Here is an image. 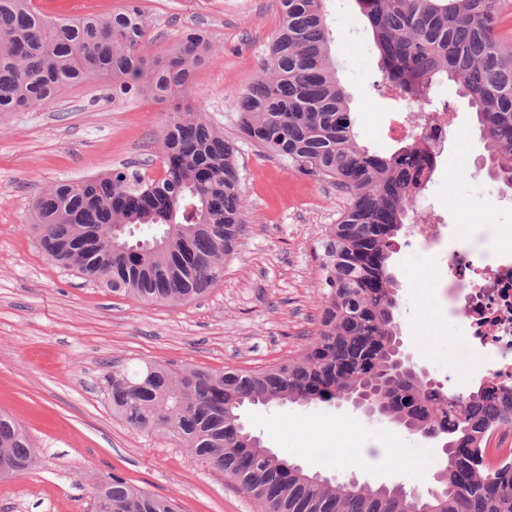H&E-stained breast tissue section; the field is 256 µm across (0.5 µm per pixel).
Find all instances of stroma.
I'll return each instance as SVG.
<instances>
[{"mask_svg":"<svg viewBox=\"0 0 512 512\" xmlns=\"http://www.w3.org/2000/svg\"><path fill=\"white\" fill-rule=\"evenodd\" d=\"M143 54L157 59L192 31L211 43L188 104L236 147L246 233L224 276L201 299L139 304L51 262L31 232L35 198L55 181L124 167L157 177L171 105L116 99L112 85L89 81L28 112L0 114V410L28 432L36 461L0 481V512H92L96 480L117 474L173 500L178 512H260L223 473L165 432L139 431L113 413L104 377L113 365L147 362L212 370H258L298 354L316 330L323 279L322 235L347 205L328 181L300 178L238 129L241 93L257 79L280 23L277 0H140ZM331 58L350 95L358 142L388 155L393 129L413 107L380 94L378 54L355 0H326ZM433 103L451 105L452 138L469 156L439 165L413 207L414 221L444 218L448 250H463L473 224L512 225V193L491 175L476 117L453 83L435 86ZM398 285L401 338L412 364L444 393L477 390L460 364L457 317L432 305L439 263L399 233L388 261ZM245 426L264 446L310 472L409 492L434 487L442 443L408 433L351 405L249 406Z\"/></svg>","mask_w":512,"mask_h":512,"instance_id":"obj_1","label":"stroma"}]
</instances>
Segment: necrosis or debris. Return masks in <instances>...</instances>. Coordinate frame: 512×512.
<instances>
[{"mask_svg":"<svg viewBox=\"0 0 512 512\" xmlns=\"http://www.w3.org/2000/svg\"><path fill=\"white\" fill-rule=\"evenodd\" d=\"M403 133L417 132L432 159L452 135L444 112L408 116ZM446 275L439 295L449 313L464 310L462 346L486 388L512 390V236L500 227H475L465 250L439 256Z\"/></svg>","mask_w":512,"mask_h":512,"instance_id":"obj_1","label":"necrosis or debris"}]
</instances>
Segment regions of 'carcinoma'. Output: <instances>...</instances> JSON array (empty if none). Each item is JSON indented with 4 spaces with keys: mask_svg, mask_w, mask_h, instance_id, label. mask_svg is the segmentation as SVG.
<instances>
[{
    "mask_svg": "<svg viewBox=\"0 0 512 512\" xmlns=\"http://www.w3.org/2000/svg\"><path fill=\"white\" fill-rule=\"evenodd\" d=\"M379 54L383 84L422 111L453 81L475 110L497 181L512 190V47L501 31L508 0H356ZM281 22L261 74L239 100V128L299 174L349 196L323 236L322 292L303 351L261 370L146 363L104 377L112 411L145 432L164 430L257 501L261 512H512V460L492 464L484 439L512 415V395L445 394L411 365L392 366L399 338L394 238L424 190L426 161L411 142L388 157L357 141L330 57L324 0H279ZM138 0L119 11L48 17L32 0H0V113L53 101L64 88L112 80V98H183L209 45L187 34L162 62L142 53ZM202 109L175 104L163 138V175L137 170L64 179L34 204L30 228L53 262L139 303L179 304L224 275L246 232L235 147ZM145 226L163 247L112 240L111 225ZM381 390L382 417L452 443L425 493L308 479L241 421L248 405L330 403ZM26 432L0 414V479L34 465ZM94 512H175L118 475L93 487Z\"/></svg>",
    "mask_w": 512,
    "mask_h": 512,
    "instance_id": "1",
    "label": "carcinoma"
}]
</instances>
